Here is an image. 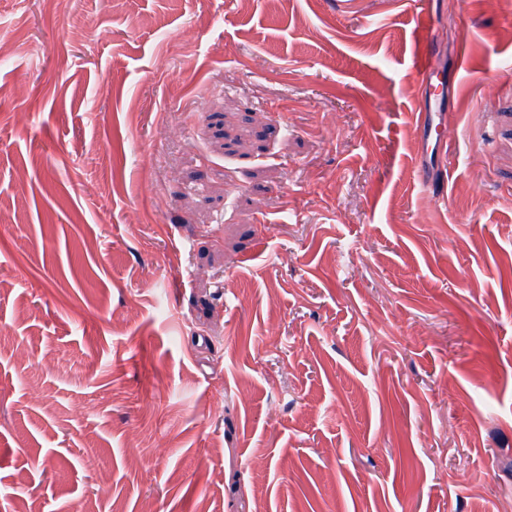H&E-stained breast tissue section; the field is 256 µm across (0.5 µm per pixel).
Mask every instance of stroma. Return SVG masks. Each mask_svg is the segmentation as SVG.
I'll return each instance as SVG.
<instances>
[{
  "label": "stroma",
  "mask_w": 512,
  "mask_h": 512,
  "mask_svg": "<svg viewBox=\"0 0 512 512\" xmlns=\"http://www.w3.org/2000/svg\"><path fill=\"white\" fill-rule=\"evenodd\" d=\"M24 505L512 512V5L0 0Z\"/></svg>",
  "instance_id": "1"
}]
</instances>
